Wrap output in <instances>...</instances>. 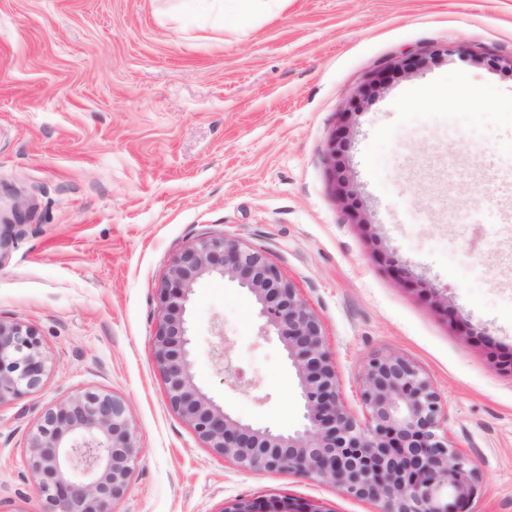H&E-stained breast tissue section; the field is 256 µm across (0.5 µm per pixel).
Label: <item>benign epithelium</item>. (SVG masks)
Returning <instances> with one entry per match:
<instances>
[{
    "mask_svg": "<svg viewBox=\"0 0 512 512\" xmlns=\"http://www.w3.org/2000/svg\"><path fill=\"white\" fill-rule=\"evenodd\" d=\"M337 176L352 219L365 223L355 193ZM19 206L0 208V252L7 250ZM219 275L249 291L266 329L282 342L298 378L304 422L292 433L255 429L233 418L195 383L186 307L194 284ZM154 361L170 407L207 447L247 471L291 472L331 482L371 501L375 512H466L474 469L439 434L447 411L419 367L396 354L364 364L360 424L342 402L320 319L260 251L224 236L175 255L159 288ZM46 372L36 330L0 320V404L38 389ZM138 448L123 401L88 391L46 410L28 438L36 477L35 512H112L127 493Z\"/></svg>",
    "mask_w": 512,
    "mask_h": 512,
    "instance_id": "1",
    "label": "benign epithelium"
}]
</instances>
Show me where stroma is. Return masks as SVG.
Listing matches in <instances>:
<instances>
[{
    "instance_id": "1",
    "label": "stroma",
    "mask_w": 512,
    "mask_h": 512,
    "mask_svg": "<svg viewBox=\"0 0 512 512\" xmlns=\"http://www.w3.org/2000/svg\"><path fill=\"white\" fill-rule=\"evenodd\" d=\"M509 59L512 0H281L242 30L209 0H0V188L25 215L0 263V320L35 328L47 357L42 386L0 405V512H33L29 435L86 391L122 400L136 430L114 512H374L329 482L239 469L170 408L158 289L206 236L263 252L298 289L358 421L367 360L414 361L475 470L468 512H512ZM382 68L384 89L361 95ZM429 89L446 99L423 104ZM344 124L363 225L329 176ZM186 318L196 384L242 422L297 429L294 370L252 295L204 277Z\"/></svg>"
}]
</instances>
